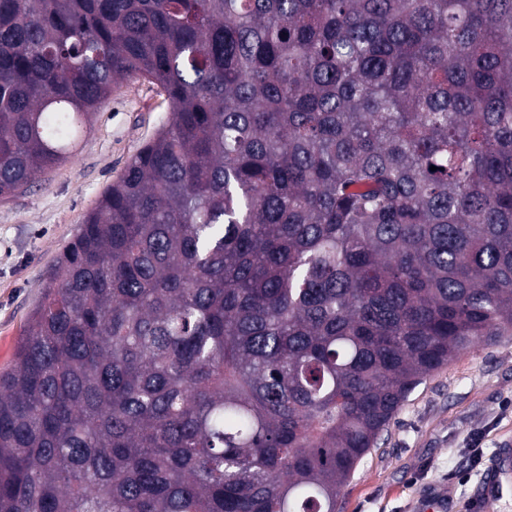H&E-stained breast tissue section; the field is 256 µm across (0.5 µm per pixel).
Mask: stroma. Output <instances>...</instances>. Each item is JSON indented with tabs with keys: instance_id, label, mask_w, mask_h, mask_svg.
<instances>
[{
	"instance_id": "35a3bbf8",
	"label": "stroma",
	"mask_w": 512,
	"mask_h": 512,
	"mask_svg": "<svg viewBox=\"0 0 512 512\" xmlns=\"http://www.w3.org/2000/svg\"><path fill=\"white\" fill-rule=\"evenodd\" d=\"M158 86L114 87L73 155L27 189L0 200V370L47 275L102 192L169 117ZM512 446V336L477 345L410 395L338 501L339 512H512V478L491 485L499 448Z\"/></svg>"
}]
</instances>
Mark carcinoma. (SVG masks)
<instances>
[{"instance_id": "carcinoma-1", "label": "carcinoma", "mask_w": 512, "mask_h": 512, "mask_svg": "<svg viewBox=\"0 0 512 512\" xmlns=\"http://www.w3.org/2000/svg\"><path fill=\"white\" fill-rule=\"evenodd\" d=\"M130 78L169 118L0 371V512H336L512 336V0H0V198Z\"/></svg>"}]
</instances>
